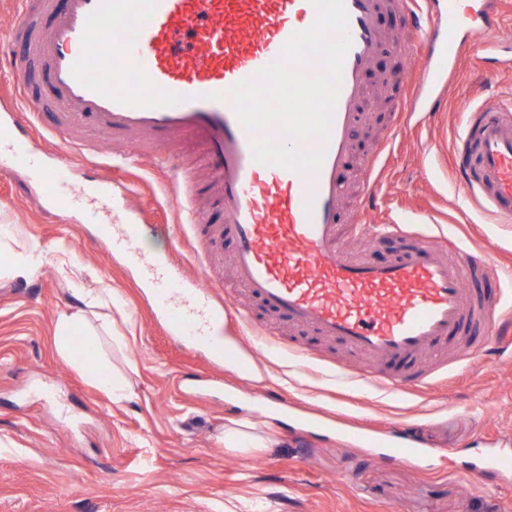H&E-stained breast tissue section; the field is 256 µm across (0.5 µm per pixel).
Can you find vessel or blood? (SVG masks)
<instances>
[{
    "label": "vessel or blood",
    "instance_id": "obj_1",
    "mask_svg": "<svg viewBox=\"0 0 512 512\" xmlns=\"http://www.w3.org/2000/svg\"><path fill=\"white\" fill-rule=\"evenodd\" d=\"M348 16L346 54L339 95L327 140L306 148L324 152L317 173L306 174L253 158V135L239 122L225 93L256 78L279 60L294 33L318 16L310 0H20L0 50V66L18 78L20 94L0 114V152L16 170L48 192L61 194L64 178L55 163L42 162L18 136L43 105L27 86L25 67L39 68L52 90L57 115L53 135L67 151H82L100 134L115 138L146 134L155 156L175 142L201 147L212 180L205 186L234 242L235 277L241 289L289 322L372 356L370 370L336 371L337 379L362 380L394 391L423 389L443 374L442 363L424 357L448 340L473 330L485 339L472 343L468 359L486 355L512 315L499 300L465 298V285L486 270L483 256L429 238L385 263L358 261L342 243L339 220L344 195L341 172L350 164L355 137L370 107L367 76L376 57L390 50L420 55L425 62L423 93L414 104L397 100L403 113L434 112L448 86V46L475 6L442 0L423 9L420 0H344ZM396 12L415 39L393 43L380 22ZM223 100H214V93ZM382 157L371 154L361 189L351 199V228L360 234H407L401 225L364 223L377 196L373 172ZM185 221L199 223L194 182L177 161L167 162ZM459 184L483 208L512 222V105L487 98L470 108L454 157ZM84 223L101 233L130 264L147 269V284L158 300L171 335L208 349L215 361L232 356L223 326L234 319L261 346L277 339L237 304L217 301L213 290L171 272L166 261L137 247L144 228L114 225L112 186L100 181L77 190ZM426 448L398 432L389 443L392 460L424 462Z\"/></svg>",
    "mask_w": 512,
    "mask_h": 512
}]
</instances>
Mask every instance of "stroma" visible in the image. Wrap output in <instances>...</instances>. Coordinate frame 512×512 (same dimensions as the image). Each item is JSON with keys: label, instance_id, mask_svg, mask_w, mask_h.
<instances>
[{"label": "stroma", "instance_id": "obj_1", "mask_svg": "<svg viewBox=\"0 0 512 512\" xmlns=\"http://www.w3.org/2000/svg\"><path fill=\"white\" fill-rule=\"evenodd\" d=\"M468 43L448 81L441 115H415L400 128L377 169L379 198L366 220L394 215L452 233L484 252L490 268L512 273V223L474 207L454 183V149L468 107L487 95L512 101V66ZM424 63L391 53L368 75L369 113L356 135L375 146L394 120L395 100L420 83ZM122 143L71 155L72 187L108 180L118 209L147 225L138 247L168 257L187 280L220 289L221 270L200 266L202 250L230 258L233 243L210 225L181 227L165 169L153 156L113 164ZM68 204L48 203L36 183L0 159V266L34 262L31 277L0 280V512H512V472L487 490L476 475L495 455L512 458V349L448 368L446 385L383 394L341 387L321 369L289 356L297 344L329 363L354 360L340 344L271 318L251 303L257 324L274 323L277 349H251L234 323L225 343L249 368L213 363L209 353L170 336L154 315L156 301L141 270L114 254L98 228L81 223ZM66 248L75 271L60 267ZM109 290L121 307L94 309L92 336L70 358L59 355L56 325L76 303L74 289ZM123 337L115 345L114 337ZM104 367L127 376L128 398L114 401L87 371ZM265 422L276 438L266 448L224 444L228 419ZM417 428L426 447L446 449L418 468L386 458L378 434Z\"/></svg>", "mask_w": 512, "mask_h": 512}]
</instances>
